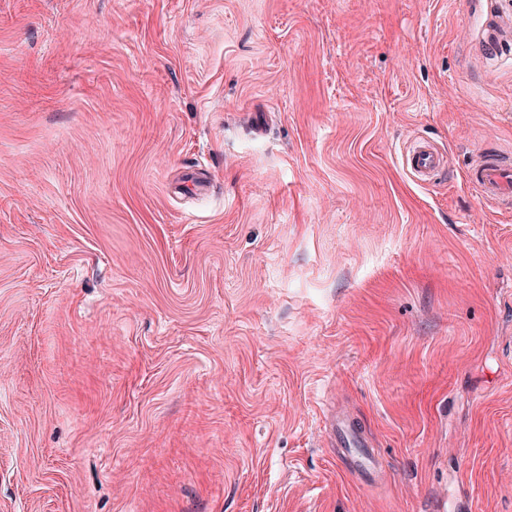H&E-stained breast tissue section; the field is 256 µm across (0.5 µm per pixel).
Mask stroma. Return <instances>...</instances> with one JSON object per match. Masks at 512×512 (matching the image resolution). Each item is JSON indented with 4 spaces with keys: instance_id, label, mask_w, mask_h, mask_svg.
<instances>
[{
    "instance_id": "35a3bbf8",
    "label": "stroma",
    "mask_w": 512,
    "mask_h": 512,
    "mask_svg": "<svg viewBox=\"0 0 512 512\" xmlns=\"http://www.w3.org/2000/svg\"><path fill=\"white\" fill-rule=\"evenodd\" d=\"M493 19L0 0V512H512ZM406 167L421 181H427L442 169L443 160L438 151L425 142H418L402 150ZM467 184L480 198L510 206L512 163L501 156L486 157L468 171ZM335 441L338 448H367L362 432L346 418H339L335 426Z\"/></svg>"
}]
</instances>
